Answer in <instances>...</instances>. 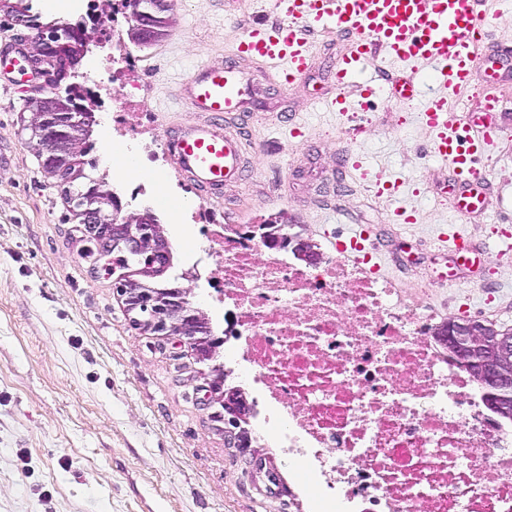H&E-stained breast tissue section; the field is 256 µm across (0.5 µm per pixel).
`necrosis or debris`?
<instances>
[{
	"label": "necrosis or debris",
	"instance_id": "necrosis-or-debris-1",
	"mask_svg": "<svg viewBox=\"0 0 512 512\" xmlns=\"http://www.w3.org/2000/svg\"><path fill=\"white\" fill-rule=\"evenodd\" d=\"M224 333L316 512H512V424L433 313L338 251L312 264L204 214Z\"/></svg>",
	"mask_w": 512,
	"mask_h": 512
}]
</instances>
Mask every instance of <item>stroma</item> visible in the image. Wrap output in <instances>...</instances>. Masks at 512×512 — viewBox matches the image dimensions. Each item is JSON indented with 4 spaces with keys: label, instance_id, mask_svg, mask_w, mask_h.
Masks as SVG:
<instances>
[{
    "label": "stroma",
    "instance_id": "obj_1",
    "mask_svg": "<svg viewBox=\"0 0 512 512\" xmlns=\"http://www.w3.org/2000/svg\"><path fill=\"white\" fill-rule=\"evenodd\" d=\"M172 3L165 38L137 54L139 95L161 129L198 120L173 97L194 66L229 64L256 21L278 19L255 0ZM28 34L0 11V512H313L273 442L227 445L208 401V365L196 363L178 338L135 329L102 262L88 256L83 227L43 171L21 110L36 84L15 48ZM312 39V67L298 87L273 85L257 65L240 62L251 99L238 125L252 162L210 212L234 210L243 224L282 212L318 244L326 232L364 226L396 286L426 285L430 303L454 316L459 300L469 299L471 319L512 328V258L491 235L492 226L512 222V76L477 58L476 97L452 107L465 125L479 117L483 95L495 97L503 135L486 162L485 208L462 219L419 103L396 99L408 73L371 69L386 97L349 119L324 103L336 94L335 65L351 40L341 33ZM294 123L302 124L301 137L289 136ZM350 153L371 174L398 181L399 194L375 195L345 175ZM399 206L414 210L416 223H393ZM154 210L173 256L159 287L189 290L223 333L224 306L209 285L200 225ZM445 226L470 236L481 254L453 280L450 257L436 244Z\"/></svg>",
    "mask_w": 512,
    "mask_h": 512
}]
</instances>
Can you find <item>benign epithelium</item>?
<instances>
[{"mask_svg":"<svg viewBox=\"0 0 512 512\" xmlns=\"http://www.w3.org/2000/svg\"><path fill=\"white\" fill-rule=\"evenodd\" d=\"M103 10L89 17L92 28H97L108 16ZM87 24L80 25L79 47L89 52L90 38ZM51 42L41 33L31 37L19 54L39 80L35 92L41 97L57 93L56 84L44 75L39 66L41 53ZM76 106L62 115L33 113L30 127L36 139L35 149L41 167L46 172L56 171L57 162L68 152L83 147V140H75L64 128L79 129L96 122L95 111L99 108L97 97L81 84L72 90ZM74 219L84 228L85 236L97 246L98 258H105V270L114 276L113 288L123 297L130 321L137 329L155 336H177L193 352L196 361L211 365L209 379V403L219 404L224 414L220 418L228 428L225 436L240 448L248 443L247 405L231 391L224 390L229 372L215 363L222 340L213 335L206 315L187 299L181 288H152L151 279L158 276L152 268L153 258L166 253L168 242L160 225L146 215H125L122 205L112 208L107 216L102 200L90 191L72 197L67 202ZM265 245L275 251L291 253L294 258L313 263L319 259L316 245L308 239L286 231H277L262 237ZM118 262H112L111 255ZM440 336L455 359L475 372L483 381L489 396L494 399L502 417H512V337L498 336L483 323L467 318L451 317L440 327Z\"/></svg>","mask_w":512,"mask_h":512,"instance_id":"benign-epithelium-1","label":"benign epithelium"}]
</instances>
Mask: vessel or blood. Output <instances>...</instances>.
Here are the masks:
<instances>
[{
    "label": "vessel or blood",
    "instance_id": "b4317fda",
    "mask_svg": "<svg viewBox=\"0 0 512 512\" xmlns=\"http://www.w3.org/2000/svg\"><path fill=\"white\" fill-rule=\"evenodd\" d=\"M480 3L276 0L282 22L272 27L253 26L239 42L236 55L262 64L269 80L292 87L299 85L311 68V32L350 34L351 48L336 64L337 94L327 102L329 111L343 114L362 111L379 95V87L364 77L372 61L394 68L429 64L423 83L430 86V93L420 96V85L411 84L401 90L400 99H422L421 119L433 134L436 155L451 165V181L458 192L456 210L466 216L483 204L476 188L487 182L484 161L497 143L492 123L467 130L451 116L452 103L472 92V64L486 47ZM175 96L189 101L206 119L169 130L166 151L171 165L200 199H222L225 183L240 180L246 170L243 142L230 123L241 116L250 98V85L235 67L201 64L178 83ZM438 239L462 263L475 261L476 249L465 235L443 231ZM334 244L354 261L371 263L373 271H380L366 229L336 237Z\"/></svg>",
    "mask_w": 512,
    "mask_h": 512
}]
</instances>
